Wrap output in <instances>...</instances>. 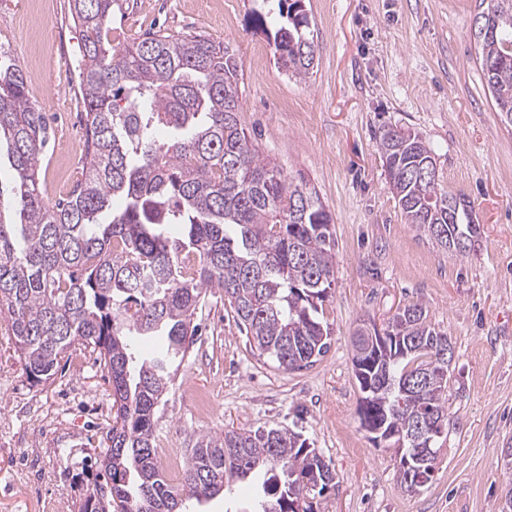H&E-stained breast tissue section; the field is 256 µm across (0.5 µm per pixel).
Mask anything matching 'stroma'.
Returning <instances> with one entry per match:
<instances>
[{"label": "stroma", "mask_w": 512, "mask_h": 512, "mask_svg": "<svg viewBox=\"0 0 512 512\" xmlns=\"http://www.w3.org/2000/svg\"><path fill=\"white\" fill-rule=\"evenodd\" d=\"M481 0H305L314 41L309 74L281 71L254 30L263 0H115L111 45L149 29L229 44L242 64L241 125L264 156L305 178L331 214L336 285L323 304L328 353L285 371L258 357L224 295L210 289L199 337L155 413L156 448L189 459L197 440L230 428L302 432L336 473L316 512H498L512 470V126L491 100L471 25ZM0 45L23 69L47 120L41 176L49 203L85 152L78 89L83 42L69 0H0ZM422 134L449 192L471 201L477 241L452 255L405 223L376 136ZM422 304L454 348L448 437L432 482L410 494L390 443L360 424L352 337L386 328L399 307ZM0 313V512H83L112 424V382L72 346L46 383L30 382ZM205 394L199 415L194 394Z\"/></svg>", "instance_id": "35a3bbf8"}]
</instances>
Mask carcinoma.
<instances>
[{
	"instance_id": "cac0c4a2",
	"label": "carcinoma",
	"mask_w": 512,
	"mask_h": 512,
	"mask_svg": "<svg viewBox=\"0 0 512 512\" xmlns=\"http://www.w3.org/2000/svg\"><path fill=\"white\" fill-rule=\"evenodd\" d=\"M302 2L277 0L271 28L254 17L278 68L293 76L308 74L316 57ZM483 4L491 27L512 16V0ZM70 9L83 41L85 176L54 206L41 189L45 116L0 46V133L14 174L9 209L19 219L0 214V309L34 382L51 379L76 344L110 374L116 412L90 512H192L247 479L260 489L253 512H314L335 473L300 433L259 427L203 437L174 486L156 465L154 415L210 288L224 292L250 347L277 367L301 370L329 351L320 312L335 284L332 217L316 189L284 175L240 124L241 64L228 45L159 29L109 50L112 0H71ZM476 40L487 90L512 126V59L488 68L512 56V26ZM378 147L405 223L449 250L468 232L471 202L422 173L436 152L419 132L387 126ZM172 225L179 236L168 235ZM136 336L158 342L150 356H136ZM387 336L402 341L405 354L380 363L365 356L371 363L356 377L359 388L386 377L391 384L362 394V427L448 417V385L437 376L448 334L427 322L421 305L408 304Z\"/></svg>"
}]
</instances>
